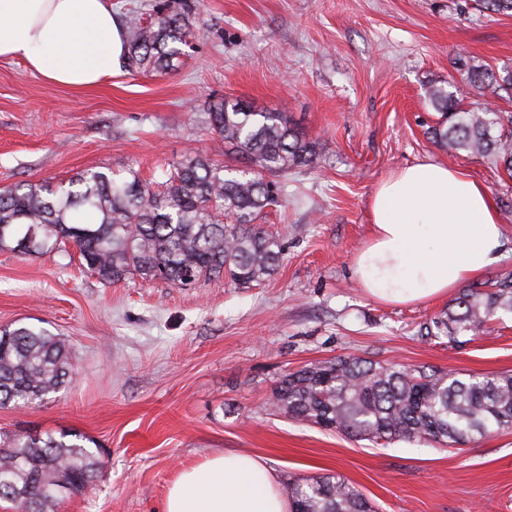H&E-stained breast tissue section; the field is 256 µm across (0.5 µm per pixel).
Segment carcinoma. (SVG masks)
I'll return each instance as SVG.
<instances>
[{"label":"carcinoma","instance_id":"carcinoma-1","mask_svg":"<svg viewBox=\"0 0 512 512\" xmlns=\"http://www.w3.org/2000/svg\"><path fill=\"white\" fill-rule=\"evenodd\" d=\"M191 11L168 3L149 19L131 15L125 28L126 60L138 72L168 74L181 46L194 37ZM482 96L512 93V74L467 68ZM428 98L439 118L434 143L490 158L512 173V114L494 108L463 110L442 86ZM209 126L224 153L240 164L227 168L200 153L172 165L157 189L135 172L116 180L84 170L68 182L19 183L0 191V250L19 251L31 239L40 252L73 246L87 270L106 283L128 278L183 287L224 277L249 288L270 277L283 260V244L259 218L282 202L274 178L316 160L315 142L273 112L224 98L209 108ZM512 312V275L470 285L432 320L428 333L454 342L478 332L498 311ZM73 364L65 340L46 328L0 330V408L26 407L68 385ZM272 406L287 417L371 441H420L456 446L512 427V374H463L429 367L401 368L356 357L306 365L278 382ZM77 433L60 438L0 435V500L20 512H55L62 494L82 490L100 463ZM300 512H375L355 485L334 475L288 488Z\"/></svg>","mask_w":512,"mask_h":512}]
</instances>
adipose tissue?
Here are the masks:
<instances>
[{
	"instance_id": "adipose-tissue-1",
	"label": "adipose tissue",
	"mask_w": 512,
	"mask_h": 512,
	"mask_svg": "<svg viewBox=\"0 0 512 512\" xmlns=\"http://www.w3.org/2000/svg\"><path fill=\"white\" fill-rule=\"evenodd\" d=\"M124 40L107 0H0V60H23L50 83L82 91L111 79ZM370 209L371 236L352 274L377 301L448 296L501 259L492 198L448 166L403 168L378 184ZM163 512H288V502L259 457L218 453L181 471Z\"/></svg>"
}]
</instances>
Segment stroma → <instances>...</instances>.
Masks as SVG:
<instances>
[{
    "label": "stroma",
    "mask_w": 512,
    "mask_h": 512,
    "mask_svg": "<svg viewBox=\"0 0 512 512\" xmlns=\"http://www.w3.org/2000/svg\"><path fill=\"white\" fill-rule=\"evenodd\" d=\"M200 33L166 75L118 67L82 92L0 60V189L94 169L150 182L195 151L224 162L210 101L229 96L287 113L317 158L285 178L261 223L285 258L260 285L203 279L189 288L108 284L77 253L0 250V328L45 327L66 340L74 381L41 404L0 408V431L93 440L99 478L57 512H162L186 467L249 453L281 487L327 473L355 483L378 512H512V428L454 448L376 445L289 420L277 382L307 364L356 356L405 368L512 372V315L457 343L426 335L445 297L384 304L351 269L371 233L377 184L432 160L481 183L499 211L512 273V175L438 146L430 86L462 108L483 99L458 60L512 71V14L475 0H191Z\"/></svg>",
    "instance_id": "1"
}]
</instances>
